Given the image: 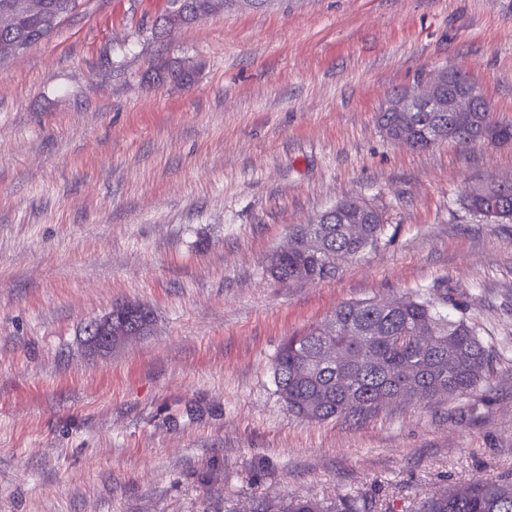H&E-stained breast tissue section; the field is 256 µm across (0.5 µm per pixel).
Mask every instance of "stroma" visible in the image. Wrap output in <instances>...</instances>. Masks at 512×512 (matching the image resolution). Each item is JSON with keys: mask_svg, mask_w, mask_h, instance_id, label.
<instances>
[{"mask_svg": "<svg viewBox=\"0 0 512 512\" xmlns=\"http://www.w3.org/2000/svg\"><path fill=\"white\" fill-rule=\"evenodd\" d=\"M0 62V512H262L341 497L419 512L512 473V223L469 185L512 144L390 141L376 115L462 71L512 123V0H224L165 29L167 0H79ZM175 63L184 83L157 82ZM346 199L381 211L334 277L265 273L290 230ZM447 294L493 375L355 422L288 413L272 362L337 305ZM119 303L149 332L101 354ZM126 305L128 304L116 305L109 315L88 327L86 342L91 349L97 352H108L118 344L122 343L124 341V336L128 339L139 336V334H131L129 332L128 326L125 324L123 319L120 322H117L118 316H112L115 309H120ZM112 336H120L116 339L113 346Z\"/></svg>", "mask_w": 512, "mask_h": 512, "instance_id": "obj_1", "label": "stroma"}]
</instances>
